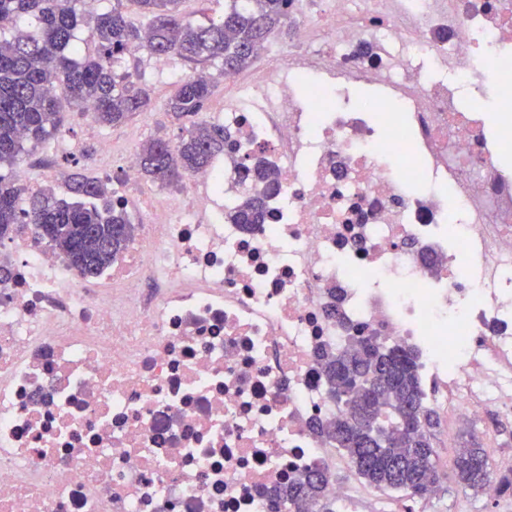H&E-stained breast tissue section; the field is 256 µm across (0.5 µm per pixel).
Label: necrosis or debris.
Wrapping results in <instances>:
<instances>
[{"mask_svg": "<svg viewBox=\"0 0 512 512\" xmlns=\"http://www.w3.org/2000/svg\"><path fill=\"white\" fill-rule=\"evenodd\" d=\"M287 53L224 76V156L89 282L0 243V512H270L348 460L318 354L414 349L426 402L512 415V0H291ZM370 94L368 104L357 90ZM280 189L243 228L225 210Z\"/></svg>", "mask_w": 512, "mask_h": 512, "instance_id": "obj_1", "label": "necrosis or debris"}]
</instances>
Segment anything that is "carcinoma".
I'll return each instance as SVG.
<instances>
[{
	"label": "carcinoma",
	"instance_id": "1",
	"mask_svg": "<svg viewBox=\"0 0 512 512\" xmlns=\"http://www.w3.org/2000/svg\"><path fill=\"white\" fill-rule=\"evenodd\" d=\"M76 0H0V166L18 165L27 144L45 143L64 127V106L89 112L105 127H118L147 111L151 97L138 69H120L132 53L178 56L194 66L218 64L221 72L248 69L274 31L288 29L291 0H229L224 15L205 24L185 22L182 0H131L148 18L137 26L116 0L93 13L97 46L76 39ZM210 80L195 70L181 77L167 110L180 130L173 143L161 137L143 143L139 172L162 185L208 167L224 154V126L198 120L207 110ZM69 198L50 188L22 198L15 181L0 174V239L14 224H32L67 264L85 278L120 259L130 239V220L114 207L98 179L79 171L66 180ZM26 200L20 206V200ZM262 216L258 197L247 199L228 218L255 224ZM328 397L346 405V416L318 425L350 460L356 474L378 490L424 496L430 477L441 486L431 429L435 413L424 405L414 352L371 338L320 354ZM458 479L475 491L493 482L486 450L464 443L454 459ZM512 489V473L499 478ZM328 475L312 471L271 495V512H336L324 494Z\"/></svg>",
	"mask_w": 512,
	"mask_h": 512
}]
</instances>
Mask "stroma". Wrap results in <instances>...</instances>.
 <instances>
[{
  "instance_id": "stroma-1",
  "label": "stroma",
  "mask_w": 512,
  "mask_h": 512,
  "mask_svg": "<svg viewBox=\"0 0 512 512\" xmlns=\"http://www.w3.org/2000/svg\"><path fill=\"white\" fill-rule=\"evenodd\" d=\"M135 63L143 73L146 86L152 97L151 108L142 115L135 117L128 124L112 128L94 123L87 115L75 110H68L62 138H51L45 143L30 146L23 163L30 171L32 188L44 186L54 187L59 195H66L65 179L68 173L78 170L86 175L97 173L95 164L99 146L108 141L113 145L112 156V189L120 192L125 188L124 176L121 171V157L127 146H140L154 137L177 140L179 129L168 116L165 104L177 90L175 81L166 79L158 73L148 58L136 55ZM79 143L84 151L78 163L63 161L60 155L61 140ZM512 428V417L500 419L496 412H488L478 421L464 417L453 418L451 426H439L435 440L441 469L446 472L443 490L434 501L423 502L424 512H502L501 504L486 499L483 493L466 488L459 482L454 472L449 469L454 449L448 448L445 433L454 429L457 442L467 440L470 433H477L483 438L486 447L491 448L499 471L512 468V444H505L496 432L497 424Z\"/></svg>"
}]
</instances>
